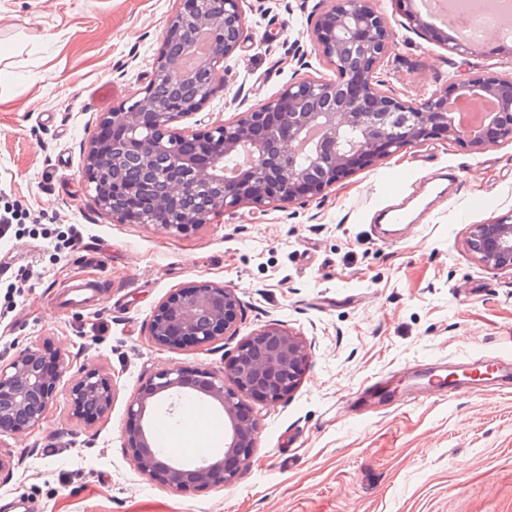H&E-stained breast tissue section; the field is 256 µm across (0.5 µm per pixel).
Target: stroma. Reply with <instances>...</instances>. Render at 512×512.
<instances>
[{
	"instance_id": "1",
	"label": "stroma",
	"mask_w": 512,
	"mask_h": 512,
	"mask_svg": "<svg viewBox=\"0 0 512 512\" xmlns=\"http://www.w3.org/2000/svg\"><path fill=\"white\" fill-rule=\"evenodd\" d=\"M395 46L381 68L390 94L422 101L449 78L512 75V52L468 56L411 30L389 0ZM330 0H244L248 34L226 59L214 97L175 131L203 130L258 109L288 82L324 76L309 30ZM179 0H0V209L25 213L0 241V361L48 341L68 368L34 429L0 436L10 460L0 512H512V275L469 251L474 224L512 212V142L474 153L431 139L279 207L241 206L185 234L120 222L97 204L81 169L99 126L147 85ZM109 85L112 97L95 93ZM454 170L450 197L415 205ZM412 200L394 242L372 227L395 198ZM80 278L89 306L65 308ZM234 288L237 337L278 324L305 344L298 386L266 403L249 465L227 486L175 493L136 468L126 408L157 369L218 370L224 351L160 347L148 327L177 288ZM497 364L490 381L465 373ZM87 368L114 377L109 413L88 426L68 387ZM456 385L430 387L435 375ZM170 445L188 458L195 435L221 432L158 405Z\"/></svg>"
}]
</instances>
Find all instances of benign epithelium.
<instances>
[{"instance_id": "1", "label": "benign epithelium", "mask_w": 512, "mask_h": 512, "mask_svg": "<svg viewBox=\"0 0 512 512\" xmlns=\"http://www.w3.org/2000/svg\"><path fill=\"white\" fill-rule=\"evenodd\" d=\"M242 0H192L170 19L155 59L149 86L129 110L114 112L108 122L129 131L124 141L95 139L82 164L100 208L125 223L137 217L115 206L120 193L146 198L155 211H166L174 198L188 205L171 214L161 229L183 233L210 224L243 204L267 207L313 197L345 175L434 137H446L479 152L512 142V77L474 73L448 84L421 102L388 95L377 70L395 42L385 14L371 0H332L310 32L331 77H308L284 85L259 109L205 130L208 158L186 153L180 135L143 130L137 118L153 115L167 127V101L150 87L165 82L188 117L197 113L218 88L224 61L244 40ZM408 27L428 28L414 0H391ZM207 35L205 56L191 70L185 60L200 35ZM490 98L495 109L474 134L461 126L448 103L469 96ZM139 170V181L124 184V171ZM467 246L492 271L512 272V214L473 224ZM239 299L235 290L202 283L172 291L154 311L149 336L164 347L209 348L236 332ZM308 353L286 328L258 330L238 344L220 371L177 365L155 371L127 404V448L144 475L173 492L231 484L251 458L258 423L241 397L273 402L300 383ZM62 353L51 342L21 349L0 364V435L28 431L49 410L66 372ZM116 383L97 368L81 371L69 387L73 415L88 425L112 407ZM203 398L228 419L224 448L193 463H183L159 447L149 410L169 408L185 398Z\"/></svg>"}]
</instances>
